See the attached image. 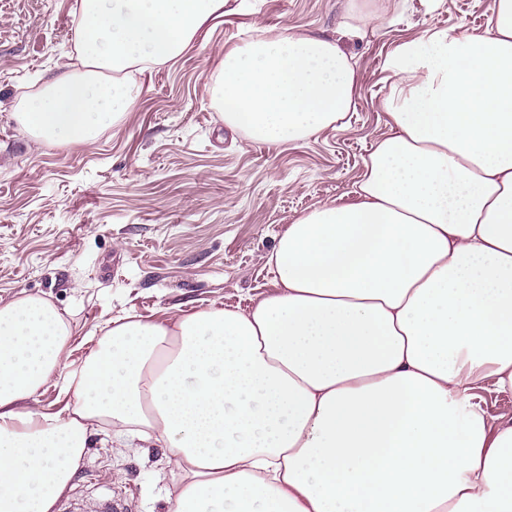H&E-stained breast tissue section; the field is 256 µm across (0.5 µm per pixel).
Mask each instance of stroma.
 Returning a JSON list of instances; mask_svg holds the SVG:
<instances>
[{"instance_id":"35a3bbf8","label":"stroma","mask_w":512,"mask_h":512,"mask_svg":"<svg viewBox=\"0 0 512 512\" xmlns=\"http://www.w3.org/2000/svg\"><path fill=\"white\" fill-rule=\"evenodd\" d=\"M75 0H0V300L39 296L78 334L137 314L248 310L273 291L266 260L288 224L356 202L386 135L383 63L431 27L483 32L492 0H226L182 55L144 71L142 94L91 145L37 140L17 118L48 76L79 69ZM367 18L352 32L349 16ZM335 41L356 69L351 112L306 140L252 141L213 101L224 53L253 29ZM70 497L99 512H167L164 449L141 456L96 432Z\"/></svg>"}]
</instances>
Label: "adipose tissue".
<instances>
[{
    "label": "adipose tissue",
    "instance_id": "adipose-tissue-1",
    "mask_svg": "<svg viewBox=\"0 0 512 512\" xmlns=\"http://www.w3.org/2000/svg\"><path fill=\"white\" fill-rule=\"evenodd\" d=\"M224 0H81L83 73L49 78L19 118L93 144ZM115 72L105 81L101 70ZM390 132L353 204L287 226L274 291L239 311L113 320L80 369L49 300L0 303V512H56L96 427L161 445L168 512H512V0L482 33L429 30L387 58ZM356 71L337 42L256 29L224 55L214 101L270 144L343 119ZM57 381L74 404L31 409ZM485 386L487 390H480V406L485 410L488 422L490 424L498 423L491 418L498 416L512 417V389L498 390L492 381H488Z\"/></svg>",
    "mask_w": 512,
    "mask_h": 512
}]
</instances>
